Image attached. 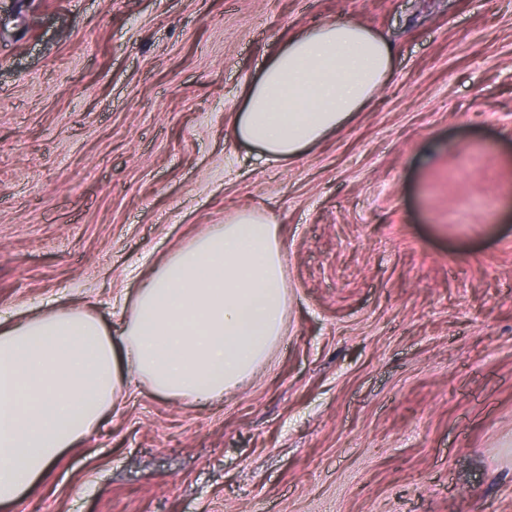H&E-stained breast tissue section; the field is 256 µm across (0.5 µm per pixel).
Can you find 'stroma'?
I'll return each mask as SVG.
<instances>
[{"instance_id":"stroma-1","label":"stroma","mask_w":512,"mask_h":512,"mask_svg":"<svg viewBox=\"0 0 512 512\" xmlns=\"http://www.w3.org/2000/svg\"><path fill=\"white\" fill-rule=\"evenodd\" d=\"M382 33L385 86L280 164L230 126L277 47ZM285 333L189 405L141 384L0 512H512V0H0V312L120 296L241 211Z\"/></svg>"}]
</instances>
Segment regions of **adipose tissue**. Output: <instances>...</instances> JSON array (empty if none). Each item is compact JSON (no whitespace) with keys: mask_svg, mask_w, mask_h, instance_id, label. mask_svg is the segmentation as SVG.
Wrapping results in <instances>:
<instances>
[{"mask_svg":"<svg viewBox=\"0 0 512 512\" xmlns=\"http://www.w3.org/2000/svg\"><path fill=\"white\" fill-rule=\"evenodd\" d=\"M392 67L391 45L364 25L303 29L249 85L233 137L293 159L360 111ZM287 294L277 225L244 211L151 270L119 333L85 308L0 319V504L96 433L131 381L189 404L242 386L283 332Z\"/></svg>","mask_w":512,"mask_h":512,"instance_id":"obj_1","label":"adipose tissue"}]
</instances>
